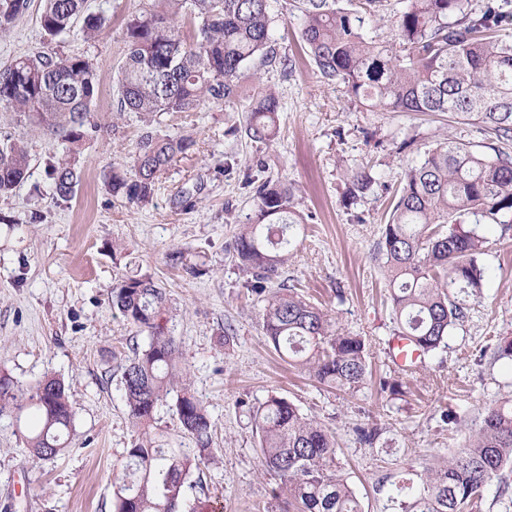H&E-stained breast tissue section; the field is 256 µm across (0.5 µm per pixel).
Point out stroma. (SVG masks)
Instances as JSON below:
<instances>
[{"label": "stroma", "mask_w": 512, "mask_h": 512, "mask_svg": "<svg viewBox=\"0 0 512 512\" xmlns=\"http://www.w3.org/2000/svg\"><path fill=\"white\" fill-rule=\"evenodd\" d=\"M142 4L88 0L90 11L110 19L92 41L70 35L46 42L42 0H30L12 27L0 31V65L44 50L93 59L99 74L93 113L104 125L77 155L81 182L62 201L52 197L47 167L63 156L65 142L0 118V139L21 140L30 154L27 179L0 197V371L22 383L61 378L77 411L70 447L51 462L32 457L27 423L0 417V512H114V488L136 436L121 367L145 337L113 310L110 292L133 272L165 288L168 328L182 345L189 389L211 420L213 453L193 471L185 507L202 498L221 512H281L273 495L277 481L261 466L248 413L277 394L334 432L342 473L363 512H400L392 502L396 485L418 481L462 448L488 405L512 400V359L494 354L498 339L512 338V224L480 225L489 247L480 257L486 281L474 311L450 330L445 349L410 372L389 357L395 323L377 256L393 193L421 157L401 151L402 141L414 135L427 149L452 134L479 145L484 132L445 115L363 111L344 86L318 72L301 41L302 16L293 0H270L271 38L288 56L287 70L255 60L243 69L235 105L155 114L154 131L191 136L195 146L163 172L148 203H129L105 191L101 174L108 167L129 172L148 126L137 113L118 112L115 92L128 53L125 23ZM265 90L276 93L280 111L276 136L260 144L245 127L251 100ZM357 165L370 168L382 187L349 207L344 172ZM240 169L294 187L305 223L281 277L339 330L364 336L374 377L401 382L402 394L323 387L279 358L233 251L253 210L236 177ZM175 251L201 263L204 274L193 278L173 267ZM228 326L234 338L224 345ZM445 411L456 422L444 423ZM371 424L378 425V438L359 443L357 427Z\"/></svg>", "instance_id": "stroma-1"}]
</instances>
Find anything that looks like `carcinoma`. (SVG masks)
<instances>
[{"mask_svg":"<svg viewBox=\"0 0 512 512\" xmlns=\"http://www.w3.org/2000/svg\"><path fill=\"white\" fill-rule=\"evenodd\" d=\"M390 38L369 34L367 18L384 0H295L301 39L320 74L341 84L370 112L448 114L473 120L499 142L512 140V0H404ZM28 0H0V29L27 8ZM193 26V42L183 36ZM269 0H146L127 22L128 54L117 80L118 112H135L145 123L159 112H196L206 103L230 105L239 97L245 65L257 58L273 67L288 57L271 45ZM40 26L46 40L76 34L97 38L108 26L87 0H44ZM97 65L82 57L49 52L20 56L0 69V114L62 136L67 155L51 164L53 197L71 198L81 175L76 155L99 135L92 121ZM247 136L271 140L279 100L261 93L249 106ZM189 137L173 138L146 128L132 155L133 177L103 170L104 187L131 203H146L156 182L176 159L192 150ZM23 142L0 140V196L26 177ZM377 185L364 168L346 176L351 205ZM254 209L240 225L234 252L248 275L247 290L262 308V328L273 348L318 383L345 393L367 384L365 339L334 329L328 314L283 280L288 229L302 224L290 187L265 181L253 191ZM512 223V155L488 143L485 150L453 136L424 151L407 167L382 229L383 259L396 335L406 336L420 359L447 346L450 329L468 318L480 297L485 268L478 256L488 240L481 224ZM112 305L147 342L133 348L121 384L137 438L126 449L125 474L115 493V512H178L190 472L212 453L211 421L189 393L182 346L164 318L166 291L147 275L122 278ZM177 436L196 445L189 454L164 448L153 434L157 408L170 394ZM36 413L25 436L34 458L51 461L69 445L76 409L63 380L45 376L22 384L0 372V416ZM263 469L279 479L276 495L285 512H362L354 490L336 466V437L284 397L270 395L250 411ZM512 464V401L485 408L479 429L448 460L427 470L417 486L396 487L402 512H472L483 489Z\"/></svg>","mask_w":512,"mask_h":512,"instance_id":"cac0c4a2","label":"carcinoma"}]
</instances>
